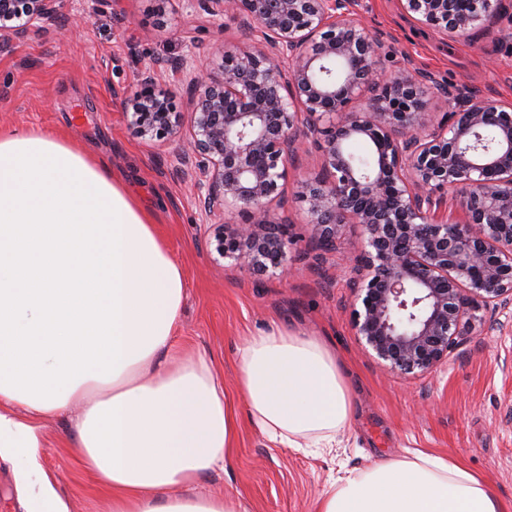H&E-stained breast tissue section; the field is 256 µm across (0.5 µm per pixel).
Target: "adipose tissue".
Returning <instances> with one entry per match:
<instances>
[{"label":"adipose tissue","mask_w":512,"mask_h":512,"mask_svg":"<svg viewBox=\"0 0 512 512\" xmlns=\"http://www.w3.org/2000/svg\"><path fill=\"white\" fill-rule=\"evenodd\" d=\"M186 296L152 215L105 163L62 136L0 135V458L26 512H70L36 454L38 423L70 419L68 446L106 512H244L209 493L236 416L204 353L172 352ZM237 394L270 441L331 448L352 416L335 353L273 328L238 350ZM318 512H512L460 463L411 458L334 481Z\"/></svg>","instance_id":"ef3b65f1"}]
</instances>
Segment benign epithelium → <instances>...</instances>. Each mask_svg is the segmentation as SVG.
I'll return each instance as SVG.
<instances>
[{
  "mask_svg": "<svg viewBox=\"0 0 512 512\" xmlns=\"http://www.w3.org/2000/svg\"><path fill=\"white\" fill-rule=\"evenodd\" d=\"M350 0H188L213 16L255 25L250 45L222 50L218 70L184 58L141 69L125 102L133 135L176 143L177 174L207 215L235 204L241 224H210L205 245L218 265L257 277L288 273L296 236L269 210L288 179L300 138L323 136L326 177L305 184L310 238L334 246L345 224L363 228L356 255L351 327L361 347L403 375L428 373L471 318L474 297L485 319L512 305V105L470 101L438 125L421 121L429 76L405 67L389 76L379 35L364 28ZM417 23L443 35L480 27L497 0H399ZM60 0H0V47L62 27ZM183 73L195 104L184 113L167 88ZM374 146L360 169L345 142ZM464 200L458 220L436 192Z\"/></svg>",
  "mask_w": 512,
  "mask_h": 512,
  "instance_id": "benign-epithelium-1",
  "label": "benign epithelium"
}]
</instances>
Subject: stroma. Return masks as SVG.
I'll return each mask as SVG.
<instances>
[{
    "label": "stroma",
    "instance_id": "35a3bbf8",
    "mask_svg": "<svg viewBox=\"0 0 512 512\" xmlns=\"http://www.w3.org/2000/svg\"><path fill=\"white\" fill-rule=\"evenodd\" d=\"M154 7V0H64L63 13L79 19V27L0 49V132L61 131L102 159L155 213L185 274L177 351L209 355L225 393L236 400L235 451L225 473L209 478L207 487L239 499L247 512H317L334 479L421 451L462 462L512 502V307L500 312L495 327H466L447 363L429 373L405 378L377 363L350 327L349 281L360 227L342 226L331 251L309 240L302 184L325 175L321 153L309 142L271 205L274 221L297 235L292 272L259 281L214 265L201 246L207 219L175 173L172 145L134 137L124 103L144 63L190 54L204 60L216 47L241 46L253 35L233 16L193 11L186 0L162 18ZM353 8L363 25L380 32L387 71L411 64L432 75L428 110L434 121L450 110L447 90L512 102V0H500L486 26L459 36L422 26L397 0H353ZM273 327L323 341L344 364L355 411L335 447L304 452L273 444L236 399L239 347ZM41 432L43 466L71 512H102L103 491L66 446L67 418L44 421Z\"/></svg>",
    "mask_w": 512,
    "mask_h": 512
}]
</instances>
